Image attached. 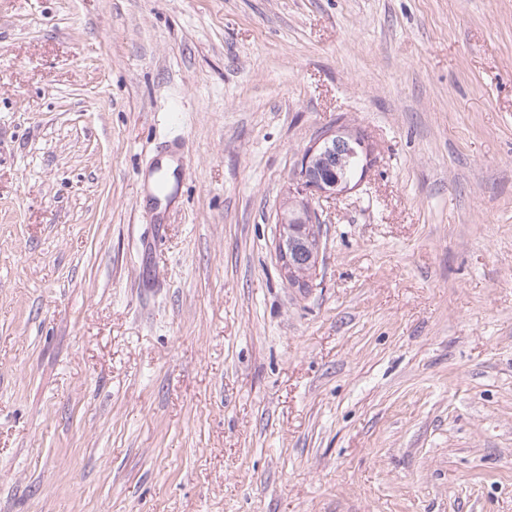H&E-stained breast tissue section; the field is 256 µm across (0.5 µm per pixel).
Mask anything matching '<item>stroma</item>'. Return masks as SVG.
Wrapping results in <instances>:
<instances>
[{
  "instance_id": "stroma-1",
  "label": "stroma",
  "mask_w": 512,
  "mask_h": 512,
  "mask_svg": "<svg viewBox=\"0 0 512 512\" xmlns=\"http://www.w3.org/2000/svg\"><path fill=\"white\" fill-rule=\"evenodd\" d=\"M0 512H512V0H0ZM369 153L370 148L365 139L359 133L342 126L327 129L303 151L290 185V195L304 205V208L302 207L300 216L295 219L290 218L287 213H283L282 209L278 211L277 216L278 261L285 279L294 288L299 286L296 279L297 263L291 248L288 249V235L294 230V224H315L318 221L321 223L320 210L314 203L317 202L320 206L321 201L337 199L356 189L366 173ZM328 155L331 156V159H336V177L335 180L324 181L315 177L310 170L313 169L318 159ZM358 156L365 160V163L363 162V168L359 171L357 178L350 179L346 176V168L350 162L348 170L351 173L357 162V159L353 157Z\"/></svg>"
}]
</instances>
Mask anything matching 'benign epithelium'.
<instances>
[{
	"label": "benign epithelium",
	"mask_w": 512,
	"mask_h": 512,
	"mask_svg": "<svg viewBox=\"0 0 512 512\" xmlns=\"http://www.w3.org/2000/svg\"><path fill=\"white\" fill-rule=\"evenodd\" d=\"M369 145L357 132L338 126L328 129L303 151L296 174L290 185V195L304 205L300 216L292 219L278 212L277 254L280 268L288 283L298 287L297 263L288 249V235L296 224H315L321 220L317 203L339 198L357 188L366 170L350 179L346 168L353 157L368 160Z\"/></svg>",
	"instance_id": "benign-epithelium-1"
}]
</instances>
